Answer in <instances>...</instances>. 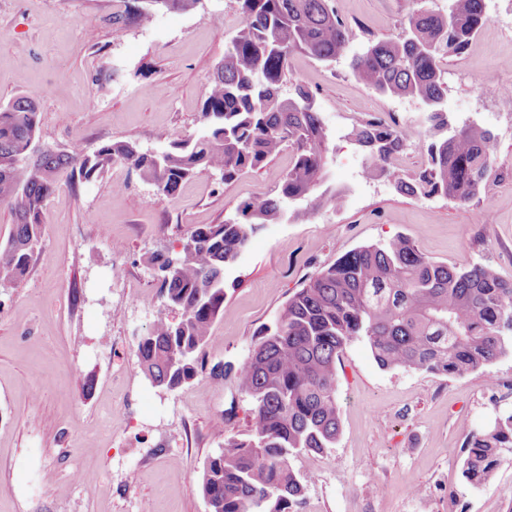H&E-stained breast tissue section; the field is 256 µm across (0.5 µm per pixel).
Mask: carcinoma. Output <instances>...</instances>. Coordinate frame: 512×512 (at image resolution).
Masks as SVG:
<instances>
[{"label":"carcinoma","mask_w":512,"mask_h":512,"mask_svg":"<svg viewBox=\"0 0 512 512\" xmlns=\"http://www.w3.org/2000/svg\"><path fill=\"white\" fill-rule=\"evenodd\" d=\"M125 2L122 19L140 25L160 12H188L199 4ZM237 2L242 22L209 83L201 107L204 129L193 140L156 151L114 141L91 154L52 151L27 161L28 147L38 140L37 103L20 95L0 104V205L14 215L13 232L0 245V284L27 273L42 240L44 201L62 176L73 185L87 182L121 161L172 196L200 170L226 182L260 167L285 144L293 147L277 196H251L224 223L193 231L180 251L151 256L152 267L171 268L161 291L182 319L157 317L139 341L137 357L145 376L166 390L205 371L202 353L224 310V274L252 235L283 220L290 203L343 205L340 193L314 195L329 137L305 86L283 94L294 54L323 63L349 56L361 83L384 96L414 99L427 112L425 130L354 119L350 137L366 157V177L412 197L442 195L466 204L492 170L491 134L475 124L456 125L448 116L442 68L487 24L485 0H448L445 11L416 10L401 32L360 52L335 0ZM411 139L426 142L428 154V165L414 176L392 162ZM355 339L367 343L384 369L461 377L489 368L512 351V282L487 265L436 262L400 235L356 248L310 276L235 368L237 386L252 402L251 428L204 465L202 492L210 512H298L304 484L289 459L336 444V361ZM506 449H512V412L468 435L463 477L474 487L489 483Z\"/></svg>","instance_id":"obj_1"}]
</instances>
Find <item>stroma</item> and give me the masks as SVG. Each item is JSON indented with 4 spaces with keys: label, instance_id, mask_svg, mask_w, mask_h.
Returning <instances> with one entry per match:
<instances>
[{
    "label": "stroma",
    "instance_id": "obj_1",
    "mask_svg": "<svg viewBox=\"0 0 512 512\" xmlns=\"http://www.w3.org/2000/svg\"><path fill=\"white\" fill-rule=\"evenodd\" d=\"M335 3L359 49L397 33L414 10L448 6ZM486 4L488 24L443 63L449 116L493 136L491 176L465 204L363 175L366 158L348 136L354 118L422 127L421 104L369 89L348 60L292 56L290 75L313 93L329 132L319 189L345 202L256 232L226 274L207 364L237 366L309 276L396 235L435 261L487 264L512 281V97L496 91L512 76V0ZM124 10L123 0H0V29L11 34L0 46V102L37 101L42 146L159 149L202 131L205 92L241 22L237 0H202L147 26L118 22ZM292 161L286 146L234 181L202 171L168 197L120 162L60 184L27 274L0 285V512H209L203 466L246 437L251 402L230 375L218 384L203 373L173 391L146 378L140 337L160 314L181 318L167 311L149 258L180 250L248 196L276 195ZM336 396V444L291 461L305 484L299 512H512V452L486 486L461 472L467 435L512 409V352L490 370L446 377L382 369L356 341L336 365ZM84 472L94 484L79 481Z\"/></svg>",
    "mask_w": 512,
    "mask_h": 512
}]
</instances>
